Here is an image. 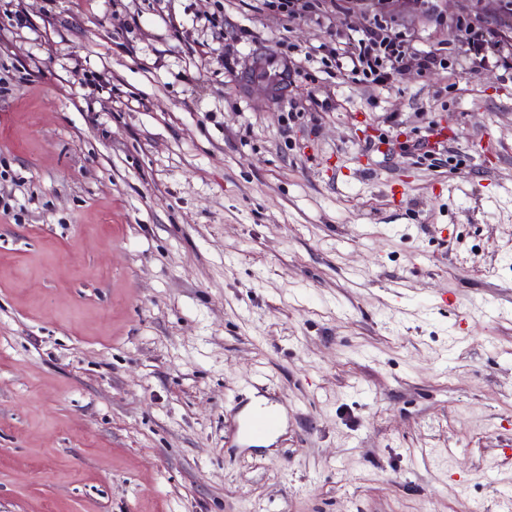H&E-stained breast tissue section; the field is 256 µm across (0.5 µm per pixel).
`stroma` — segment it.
I'll use <instances>...</instances> for the list:
<instances>
[{"instance_id":"35a3bbf8","label":"stroma","mask_w":512,"mask_h":512,"mask_svg":"<svg viewBox=\"0 0 512 512\" xmlns=\"http://www.w3.org/2000/svg\"><path fill=\"white\" fill-rule=\"evenodd\" d=\"M257 4L0 0V512H505L512 13ZM377 12L455 73L337 69ZM263 6L276 10L287 19H296L304 15L312 4L310 0H260ZM460 37L468 46L472 73H478L500 62L504 42L500 39L497 29L486 28L478 31L468 28L460 29ZM255 81L269 84L276 94H283L288 89V60L271 49L258 50L242 84ZM280 422V414L277 408L260 413H248L243 419L242 431L250 439L264 438L275 431Z\"/></svg>"}]
</instances>
